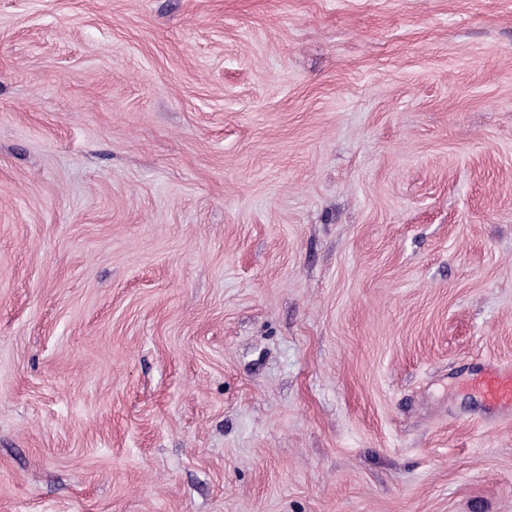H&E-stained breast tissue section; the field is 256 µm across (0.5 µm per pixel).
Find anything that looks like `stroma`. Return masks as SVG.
I'll list each match as a JSON object with an SVG mask.
<instances>
[{
    "label": "stroma",
    "mask_w": 512,
    "mask_h": 512,
    "mask_svg": "<svg viewBox=\"0 0 512 512\" xmlns=\"http://www.w3.org/2000/svg\"><path fill=\"white\" fill-rule=\"evenodd\" d=\"M512 0H0V512H512ZM468 383L488 413L512 415L511 365L495 362L484 364L471 375Z\"/></svg>",
    "instance_id": "1"
}]
</instances>
